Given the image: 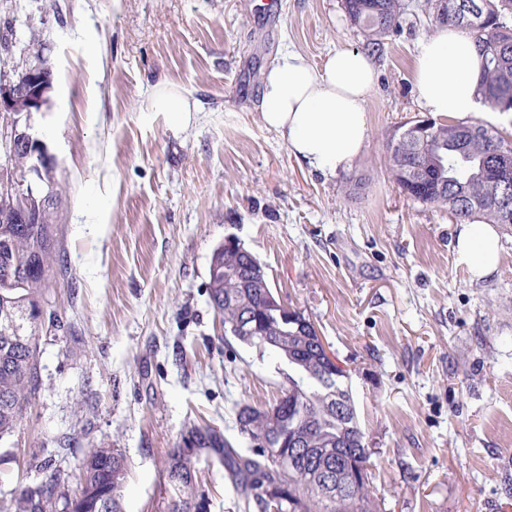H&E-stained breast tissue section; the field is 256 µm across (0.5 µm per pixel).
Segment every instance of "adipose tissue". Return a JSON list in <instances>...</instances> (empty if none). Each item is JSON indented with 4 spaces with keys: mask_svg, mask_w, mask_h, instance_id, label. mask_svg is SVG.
I'll list each match as a JSON object with an SVG mask.
<instances>
[{
    "mask_svg": "<svg viewBox=\"0 0 512 512\" xmlns=\"http://www.w3.org/2000/svg\"><path fill=\"white\" fill-rule=\"evenodd\" d=\"M481 56L464 29L444 27L417 49L412 76L427 112L464 118L484 111L475 88ZM371 58L355 49L336 51L322 67L298 52L284 53L267 71L259 111L282 134L291 154L311 170L335 174L360 154L368 121L367 98L375 83ZM456 251L473 278L484 279L499 264V235L489 224L462 225Z\"/></svg>",
    "mask_w": 512,
    "mask_h": 512,
    "instance_id": "1",
    "label": "adipose tissue"
}]
</instances>
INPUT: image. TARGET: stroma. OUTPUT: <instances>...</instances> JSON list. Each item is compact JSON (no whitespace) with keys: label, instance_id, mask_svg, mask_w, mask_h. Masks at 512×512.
Returning a JSON list of instances; mask_svg holds the SVG:
<instances>
[{"label":"stroma","instance_id":"obj_1","mask_svg":"<svg viewBox=\"0 0 512 512\" xmlns=\"http://www.w3.org/2000/svg\"><path fill=\"white\" fill-rule=\"evenodd\" d=\"M374 56L362 153L309 170L267 128L265 72L296 51L319 66L362 49L343 0H0V82L35 56L54 76L32 122L57 162L60 249L43 290L38 388L0 439V512L85 452L122 449L125 512H160L170 448L194 426L234 439L243 404L273 403L286 364L225 341L207 293L214 249L236 237L274 294L314 323L346 369L386 512H512V227L496 272L473 279L447 210L407 198L386 137L425 117L412 82L441 28L406 0ZM198 107L170 129L151 102ZM208 512H243L218 456L190 452Z\"/></svg>","mask_w":512,"mask_h":512}]
</instances>
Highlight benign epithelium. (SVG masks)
<instances>
[{"label":"benign epithelium","mask_w":512,"mask_h":512,"mask_svg":"<svg viewBox=\"0 0 512 512\" xmlns=\"http://www.w3.org/2000/svg\"><path fill=\"white\" fill-rule=\"evenodd\" d=\"M52 88L51 71L41 63L32 65L22 78L0 84V146L9 160L17 154L30 158L29 165L21 170L9 164L0 167V190L9 197L15 224H25L33 211H45L56 204L54 192L42 194L44 187L54 185L55 157L31 125L32 113L49 105Z\"/></svg>","instance_id":"benign-epithelium-1"}]
</instances>
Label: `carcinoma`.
<instances>
[{"instance_id":"carcinoma-1","label":"carcinoma","mask_w":512,"mask_h":512,"mask_svg":"<svg viewBox=\"0 0 512 512\" xmlns=\"http://www.w3.org/2000/svg\"><path fill=\"white\" fill-rule=\"evenodd\" d=\"M459 0H425L424 9L436 13L440 24L467 30L477 43L482 73L477 93L485 105L499 112L512 111V0H469L475 12L458 18L448 10ZM350 22L364 37V46L380 50L384 37L399 23L403 0H344ZM512 147L497 131L480 124L434 123L429 135L411 145L386 142L389 172L404 195L438 208L460 224H503L505 217L496 201L512 196V179L501 182L492 173L498 152ZM56 220L31 219L13 224L0 211V242L11 248L0 252V294L7 283L26 269L23 286L11 289V300L0 297V438L20 425L24 403L37 389V341L42 320L29 309L41 304L42 286L51 278L50 254L56 249ZM220 266L209 273L208 296L221 315L224 336L264 357L275 353L288 363V385L281 399L265 407L249 404L237 411L239 433L247 439L238 448L212 427L191 428L200 448L214 451L224 464L237 494L255 512H384V502L370 491L376 461L363 450L364 432L352 389L329 374L326 356L312 348L317 330L298 309L271 308L269 281L252 277V260L235 251L219 254ZM253 331L239 333L244 319ZM296 436L304 454L315 460V468L337 466V485L319 481L300 462L285 468L280 458L290 449L280 447L274 433ZM270 438L269 447L255 443ZM165 472L171 474L164 488L162 512H207L208 498L200 489L184 450L168 454ZM128 474L127 457L118 448H96L82 459L79 472L81 498L65 500L66 512H98L97 501L111 499L110 512H124L123 486ZM61 482L57 471L34 490L15 499L14 512H37L33 499L52 495Z\"/></svg>"}]
</instances>
